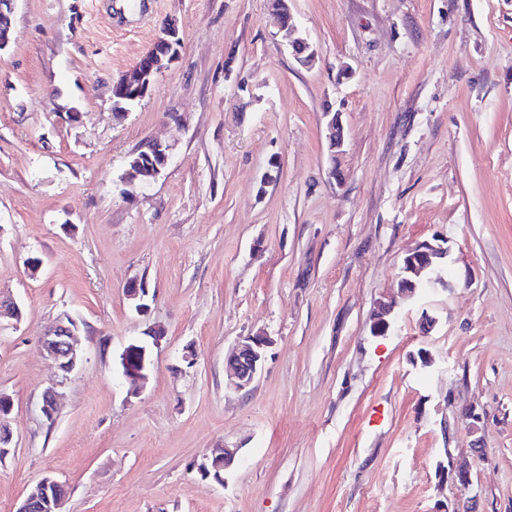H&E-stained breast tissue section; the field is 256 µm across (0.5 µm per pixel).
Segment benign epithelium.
I'll return each mask as SVG.
<instances>
[{
  "mask_svg": "<svg viewBox=\"0 0 512 512\" xmlns=\"http://www.w3.org/2000/svg\"><path fill=\"white\" fill-rule=\"evenodd\" d=\"M14 0H0V50L6 48L10 41V18ZM273 20L278 29L285 33L295 60L304 67H309L315 60V52L307 39L296 35L293 15L288 0H277L273 8ZM181 38L175 20L163 23L160 35L154 47L145 54L135 67L133 74L113 84L112 101L115 114L122 115L129 108L139 103L156 85L162 73L172 64L179 53ZM328 152L331 161L329 175L337 180L341 176L337 167L339 157L343 154L344 132L339 120V113L327 112ZM168 163L167 146L149 139L145 145L133 152L128 161L126 180H139L149 183L155 180ZM448 249L441 245L422 243L409 251L403 258L398 279V293L404 297H414L424 290L443 286L446 281L441 276L443 260ZM126 295L136 301V309L145 313L148 310L146 298L148 289L141 283H131L125 288ZM395 298L389 296L376 302L372 313V331L376 336L385 335L395 313ZM77 322L70 316L40 338L43 353L56 365L61 373V381H66L82 361L77 347ZM273 344L272 337L264 332L242 337L227 353L224 368L230 383L237 390L250 388L260 371L268 351ZM122 376L133 386L148 377L150 362L148 346L139 342L129 344L120 355ZM58 391L52 386L42 395L41 412L48 422H53L57 411ZM13 410L12 398L0 392V460L6 458L14 448L13 432L9 426V416ZM237 450L229 447H217L211 454L203 457L198 464V472L203 476L211 472L229 469L235 462ZM439 484L454 486L458 494L450 506L439 512H473L476 498L467 495L472 480L468 468L454 463L438 466ZM62 485L49 477L37 482L28 492L16 512H33L37 506H44L48 512H60L65 493Z\"/></svg>",
  "mask_w": 512,
  "mask_h": 512,
  "instance_id": "7a95c632",
  "label": "benign epithelium"
}]
</instances>
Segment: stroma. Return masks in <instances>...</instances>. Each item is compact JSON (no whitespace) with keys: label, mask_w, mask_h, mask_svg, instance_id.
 Masks as SVG:
<instances>
[{"label":"stroma","mask_w":512,"mask_h":512,"mask_svg":"<svg viewBox=\"0 0 512 512\" xmlns=\"http://www.w3.org/2000/svg\"><path fill=\"white\" fill-rule=\"evenodd\" d=\"M291 9L313 67L272 0H15L0 291L22 315L0 321L16 443L0 512L46 476L66 487L62 512H435L455 494L436 476L448 456L469 464L479 512H512V0ZM168 19L177 61L115 116L113 84ZM329 110L344 129L338 181ZM149 139L168 145L166 168L123 185ZM426 242L448 249L447 288L399 299L373 335L375 302ZM133 281L147 314L125 294ZM66 314L83 363L63 382L38 338ZM155 326L166 337L130 393L119 357ZM260 331L273 345L234 390L224 356ZM466 406L478 434L454 422ZM218 445L238 451L221 482L197 470ZM276 7L273 8V20L281 32L285 33L288 43L291 46L295 60L301 66L309 67L315 60V52L311 49L310 43L306 38L293 37L296 34V28L293 24V15L288 0H276Z\"/></svg>","instance_id":"1"}]
</instances>
